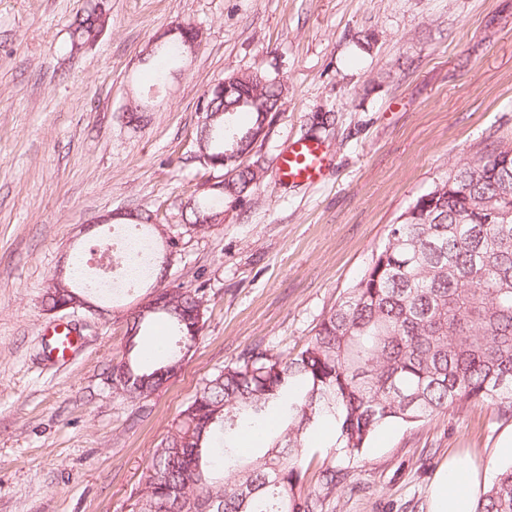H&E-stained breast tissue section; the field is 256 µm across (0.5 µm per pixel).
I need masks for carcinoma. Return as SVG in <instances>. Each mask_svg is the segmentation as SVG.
<instances>
[{"instance_id":"cac0c4a2","label":"carcinoma","mask_w":512,"mask_h":512,"mask_svg":"<svg viewBox=\"0 0 512 512\" xmlns=\"http://www.w3.org/2000/svg\"><path fill=\"white\" fill-rule=\"evenodd\" d=\"M109 21L106 0H89L75 23L70 51L91 45ZM198 31L168 39L149 57L175 64ZM285 84L256 69L220 93L202 97L218 115L200 128L211 167L231 178L189 206L191 226L245 196L261 169L239 156L253 132L272 123ZM415 201L410 217L389 225L387 242L360 278L330 307L295 354L260 345L205 379L167 436L151 452L133 492L131 512H317V498L298 487L311 437L332 427L335 447L358 456L390 424H412L468 402L512 418V144L456 164L446 180ZM44 297L56 310L87 288ZM169 308L130 317L126 353L112 370L129 372L122 394L146 407L183 368L196 344L199 290L161 288ZM159 320L170 345L147 356L142 336ZM264 431L265 446L247 457L246 429ZM346 475L319 471L334 487ZM476 512H512V467L478 496Z\"/></svg>"}]
</instances>
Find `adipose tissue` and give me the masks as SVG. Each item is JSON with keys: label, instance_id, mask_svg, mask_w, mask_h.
Segmentation results:
<instances>
[{"label": "adipose tissue", "instance_id": "1", "mask_svg": "<svg viewBox=\"0 0 512 512\" xmlns=\"http://www.w3.org/2000/svg\"><path fill=\"white\" fill-rule=\"evenodd\" d=\"M480 470L472 460L450 458L430 489V512H475Z\"/></svg>", "mask_w": 512, "mask_h": 512}]
</instances>
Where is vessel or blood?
Listing matches in <instances>:
<instances>
[{"label": "vessel or blood", "instance_id": "vessel-or-blood-1", "mask_svg": "<svg viewBox=\"0 0 512 512\" xmlns=\"http://www.w3.org/2000/svg\"><path fill=\"white\" fill-rule=\"evenodd\" d=\"M329 164L328 153L318 140L302 137L292 141L277 157V175L281 183L288 185H316L324 176ZM76 349L71 329L53 330L49 353L62 360Z\"/></svg>", "mask_w": 512, "mask_h": 512}]
</instances>
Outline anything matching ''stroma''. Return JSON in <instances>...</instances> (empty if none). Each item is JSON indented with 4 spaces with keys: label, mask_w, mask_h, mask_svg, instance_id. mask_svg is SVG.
<instances>
[{
    "label": "stroma",
    "mask_w": 512,
    "mask_h": 512,
    "mask_svg": "<svg viewBox=\"0 0 512 512\" xmlns=\"http://www.w3.org/2000/svg\"><path fill=\"white\" fill-rule=\"evenodd\" d=\"M86 0H0V512H130L149 456L203 379L254 344L301 349L382 248L390 225L477 150L512 140V0H108L110 23L71 52ZM200 47L164 84L145 49L173 23ZM260 69L284 104L253 151L263 170L225 202L222 225L190 231L185 203L208 178L193 155L207 85ZM145 105L139 127L125 110ZM316 134L331 165L319 185H284L275 160ZM160 211L179 253L166 286L200 289L206 323L181 373L138 414L110 369L131 310L155 285L102 296L105 316L52 314L43 296L74 253L110 234L95 217ZM80 341L45 358L55 325ZM512 419L468 403L389 425L346 456L325 437L322 465L351 483L318 512H429L451 456L506 468L495 448Z\"/></svg>",
    "instance_id": "obj_1"
}]
</instances>
